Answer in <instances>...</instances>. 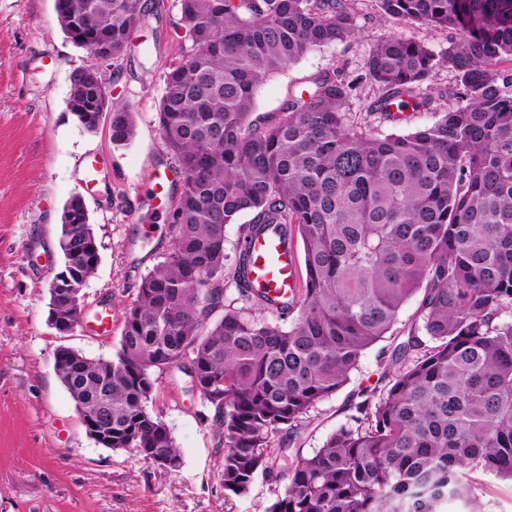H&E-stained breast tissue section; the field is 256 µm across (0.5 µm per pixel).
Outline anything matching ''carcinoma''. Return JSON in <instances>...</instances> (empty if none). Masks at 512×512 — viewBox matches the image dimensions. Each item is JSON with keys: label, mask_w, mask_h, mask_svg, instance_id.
Here are the masks:
<instances>
[{"label": "carcinoma", "mask_w": 512, "mask_h": 512, "mask_svg": "<svg viewBox=\"0 0 512 512\" xmlns=\"http://www.w3.org/2000/svg\"><path fill=\"white\" fill-rule=\"evenodd\" d=\"M178 2L183 44L158 105L163 145L187 173L172 250L141 277L116 357L65 361V388L77 404L104 400L113 449L171 471L181 455L149 411L151 370L178 367L215 410L225 495H246L258 474L287 479L265 512H440L449 499L476 512L470 472L512 481V73L495 69L512 61V0H377L387 18L457 37L438 54L386 39L361 77L315 73L256 118L272 74L358 37L355 0ZM151 3L55 0L63 34L93 59L70 75L84 130H97V92ZM439 68L456 90L431 126L379 137L352 120L365 81L379 90L370 116L430 109ZM110 129L128 143L132 113L112 109ZM71 210L57 245L82 288L98 246L88 213ZM245 211L226 302L224 225ZM271 227L286 245L300 236L305 263L302 288L275 308L248 276L247 244ZM418 293L419 318L378 383L301 455L310 411Z\"/></svg>", "instance_id": "cac0c4a2"}]
</instances>
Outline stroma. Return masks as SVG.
<instances>
[{
  "label": "stroma",
  "mask_w": 512,
  "mask_h": 512,
  "mask_svg": "<svg viewBox=\"0 0 512 512\" xmlns=\"http://www.w3.org/2000/svg\"><path fill=\"white\" fill-rule=\"evenodd\" d=\"M356 10L358 38L309 52L269 77L256 94L255 114L278 110L289 89L317 71L356 76L370 50L390 36L414 38L436 52L448 46L447 31L382 20L376 0H358ZM177 16L176 0L147 15L111 68L109 99L126 107L136 126L132 140L118 147L110 115L90 133L67 107L70 74L91 56L62 33L54 0H0V512H264L274 497L275 483L261 475L246 496L225 497L215 412L178 368L153 370L149 405L180 450L174 472L91 439L55 369L62 346L90 358L115 356L123 309L136 300L141 277L171 251L167 220L150 206L148 188L155 170L173 166L157 110L164 74L180 53ZM373 95L372 88L362 91L353 118L370 121L382 137L428 127L444 106L439 100L432 110L407 111L392 122L367 117ZM76 195L88 209L99 263L83 289V321L62 335L48 320L49 288L63 267L57 250L63 208ZM418 304V297L407 300L392 330L363 352L350 381L311 411L302 455L345 423L359 389L377 383ZM102 309L112 315L105 334L94 322ZM474 480L484 512H512V483L484 472Z\"/></svg>",
  "instance_id": "35a3bbf8"
}]
</instances>
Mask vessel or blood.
Masks as SVG:
<instances>
[{
	"instance_id": "b4317fda",
	"label": "vessel or blood",
	"mask_w": 512,
	"mask_h": 512,
	"mask_svg": "<svg viewBox=\"0 0 512 512\" xmlns=\"http://www.w3.org/2000/svg\"><path fill=\"white\" fill-rule=\"evenodd\" d=\"M251 254V282L273 303H280L299 286L295 258L285 248L278 233L267 230L249 244Z\"/></svg>"
}]
</instances>
